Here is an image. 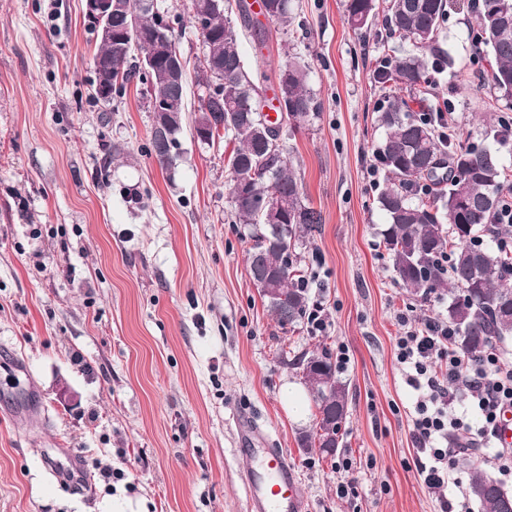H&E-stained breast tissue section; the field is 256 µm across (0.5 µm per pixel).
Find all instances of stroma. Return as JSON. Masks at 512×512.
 <instances>
[{
  "mask_svg": "<svg viewBox=\"0 0 512 512\" xmlns=\"http://www.w3.org/2000/svg\"><path fill=\"white\" fill-rule=\"evenodd\" d=\"M345 0H294V21L244 31L249 74L266 73L275 103L280 64L299 57L318 119L283 136L286 155L323 222L301 265L326 327L281 329L247 270L228 198L229 138L179 135L176 173L148 152L153 114L131 82L94 95L96 35L84 0H0V512H250L237 455L239 424L281 449L305 491L306 512H438L412 458L409 389L394 348L397 318L440 315L393 279L369 169L386 54L381 28L356 35ZM190 63L186 106L204 89L205 47L190 0H161ZM471 0H453L444 47L460 73L433 94L404 92L413 110L445 99L459 142L496 150L512 181V141L492 131L506 109L474 58ZM345 348L349 385L342 448L298 449L302 416L284 390L301 384L303 351ZM74 454L78 486L44 455ZM351 463L338 470L340 461Z\"/></svg>",
  "mask_w": 512,
  "mask_h": 512,
  "instance_id": "35a3bbf8",
  "label": "stroma"
}]
</instances>
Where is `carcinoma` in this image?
<instances>
[{"label":"carcinoma","instance_id":"carcinoma-1","mask_svg":"<svg viewBox=\"0 0 512 512\" xmlns=\"http://www.w3.org/2000/svg\"><path fill=\"white\" fill-rule=\"evenodd\" d=\"M141 0H125L132 23L123 28L121 47L97 43L94 57L112 66V95L121 94L140 77L139 63L155 54L153 35L162 17ZM267 20L282 26L292 21V0H277ZM191 20L200 12L209 17V30L200 33L205 45L198 69L205 89L224 82V96L201 100L195 124L211 117L209 140L224 133L236 143L228 160L229 203L236 219L248 231V272L269 274L275 300L260 293L267 310L283 329L297 325L309 309V290L295 248L305 244L323 223L321 211L306 201L301 181L288 166L280 143L282 123L270 131V120L255 105L259 84L247 73L235 23L226 15V0H191ZM382 18L386 39L399 43L373 72V80L390 87L378 107L377 123L383 138L373 157L383 172L377 196L385 219L381 230L394 280L425 297L448 299L445 317L458 336V347L479 359L493 342L512 337V252L500 245L512 237L497 228L498 214L512 196V183L502 179L498 153L486 147L462 146L453 132L443 135L448 105H430L419 111L396 94L436 83V77H457L448 55L438 46L448 17V0H346L345 20L360 36ZM473 20L479 43L495 61L489 72L491 87L505 108L512 110V0H475ZM307 66L296 58L279 68L277 89L286 102L287 120L317 118L321 103L307 87ZM150 96L177 101L164 151L150 142V155L172 173L180 158L178 135L186 112V88L175 86L158 64ZM244 187H239L241 180ZM281 204L279 215L265 214L266 199ZM455 244H450L448 234ZM467 300L457 302L459 294ZM297 366L303 373L310 399L317 409L313 426L298 433L309 451L336 455L343 439L329 445L323 430L341 432L348 410V384L336 376L331 354L323 349L302 354ZM470 495L481 512H512V493L474 466Z\"/></svg>","mask_w":512,"mask_h":512}]
</instances>
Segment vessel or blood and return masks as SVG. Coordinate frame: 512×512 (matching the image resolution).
Instances as JSON below:
<instances>
[{"instance_id":"vessel-or-blood-1","label":"vessel or blood","mask_w":512,"mask_h":512,"mask_svg":"<svg viewBox=\"0 0 512 512\" xmlns=\"http://www.w3.org/2000/svg\"><path fill=\"white\" fill-rule=\"evenodd\" d=\"M259 431L245 427L238 454L245 463V486L251 512H303L305 496L287 455L256 445Z\"/></svg>"}]
</instances>
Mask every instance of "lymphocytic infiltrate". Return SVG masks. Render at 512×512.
Wrapping results in <instances>:
<instances>
[{
    "label": "lymphocytic infiltrate",
    "mask_w": 512,
    "mask_h": 512,
    "mask_svg": "<svg viewBox=\"0 0 512 512\" xmlns=\"http://www.w3.org/2000/svg\"><path fill=\"white\" fill-rule=\"evenodd\" d=\"M397 361L413 391L411 438L417 474L436 495L440 512H470L465 495L447 497L449 468L459 453L449 435L464 436L467 448H480L482 463L512 473V448L500 431L512 411V358L489 353L479 361L463 355L454 330L437 318H398ZM472 400L459 406L458 391Z\"/></svg>",
    "instance_id": "obj_1"
}]
</instances>
